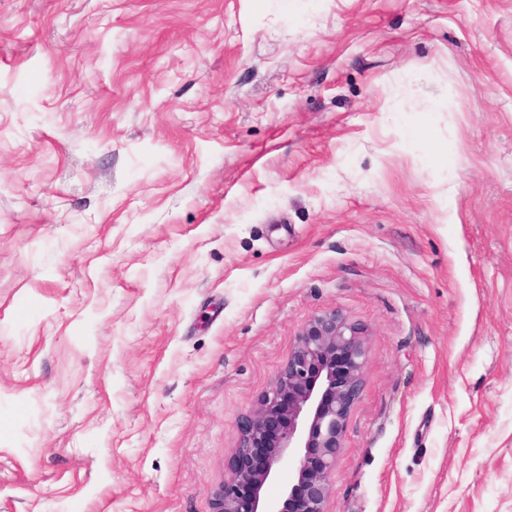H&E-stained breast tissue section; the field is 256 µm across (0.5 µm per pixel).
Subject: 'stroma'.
Listing matches in <instances>:
<instances>
[{"instance_id": "35a3bbf8", "label": "stroma", "mask_w": 512, "mask_h": 512, "mask_svg": "<svg viewBox=\"0 0 512 512\" xmlns=\"http://www.w3.org/2000/svg\"><path fill=\"white\" fill-rule=\"evenodd\" d=\"M331 309L327 512H512V0H0V512H211Z\"/></svg>"}]
</instances>
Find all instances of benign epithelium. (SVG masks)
I'll list each match as a JSON object with an SVG mask.
<instances>
[{
  "label": "benign epithelium",
  "instance_id": "7a95c632",
  "mask_svg": "<svg viewBox=\"0 0 512 512\" xmlns=\"http://www.w3.org/2000/svg\"><path fill=\"white\" fill-rule=\"evenodd\" d=\"M368 327L339 309L309 319L286 364L238 424V438L212 512H326L346 426L366 381ZM293 463L278 497L266 486Z\"/></svg>",
  "mask_w": 512,
  "mask_h": 512
}]
</instances>
